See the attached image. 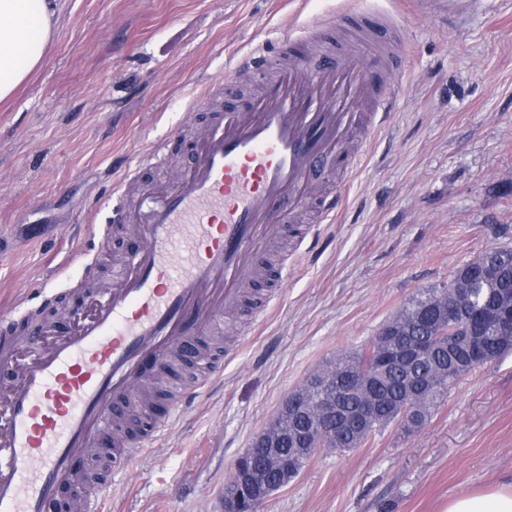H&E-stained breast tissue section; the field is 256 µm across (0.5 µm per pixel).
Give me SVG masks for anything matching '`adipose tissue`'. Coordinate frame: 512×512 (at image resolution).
I'll use <instances>...</instances> for the list:
<instances>
[{
	"label": "adipose tissue",
	"instance_id": "ef3b65f1",
	"mask_svg": "<svg viewBox=\"0 0 512 512\" xmlns=\"http://www.w3.org/2000/svg\"><path fill=\"white\" fill-rule=\"evenodd\" d=\"M55 15V0H0V101L12 97L42 62ZM445 512H512V480L455 497Z\"/></svg>",
	"mask_w": 512,
	"mask_h": 512
}]
</instances>
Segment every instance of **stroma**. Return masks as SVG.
Listing matches in <instances>:
<instances>
[{
  "label": "stroma",
  "mask_w": 512,
  "mask_h": 512,
  "mask_svg": "<svg viewBox=\"0 0 512 512\" xmlns=\"http://www.w3.org/2000/svg\"><path fill=\"white\" fill-rule=\"evenodd\" d=\"M399 13L394 109L331 222L288 249V276L255 318L213 346L222 378L198 387L115 469L102 512H223L224 487L253 438L311 373L367 345L418 292L462 263L511 246L512 0H57L43 62L0 103V315L50 284L69 298L88 265L124 254L113 188L177 180L171 158L138 168L188 125L202 88L285 31L347 11ZM104 255L81 256L87 236ZM512 475V352L466 375L425 425L392 424L361 447L325 448L261 512H444L449 499Z\"/></svg>",
  "instance_id": "stroma-1"
}]
</instances>
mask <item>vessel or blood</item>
<instances>
[{"instance_id":"1","label":"vessel or blood","mask_w":512,"mask_h":512,"mask_svg":"<svg viewBox=\"0 0 512 512\" xmlns=\"http://www.w3.org/2000/svg\"><path fill=\"white\" fill-rule=\"evenodd\" d=\"M344 20L355 40L294 56L250 102L212 113L180 182L137 196L118 184L120 220L143 246L70 331L13 343V320L0 319V512H52L65 485L78 488L70 512H94L112 483L74 463L127 417L143 362L202 356L201 336L237 309L266 246L309 204L323 220L335 212L315 175L331 159L352 173L396 94L383 72L398 17Z\"/></svg>"}]
</instances>
